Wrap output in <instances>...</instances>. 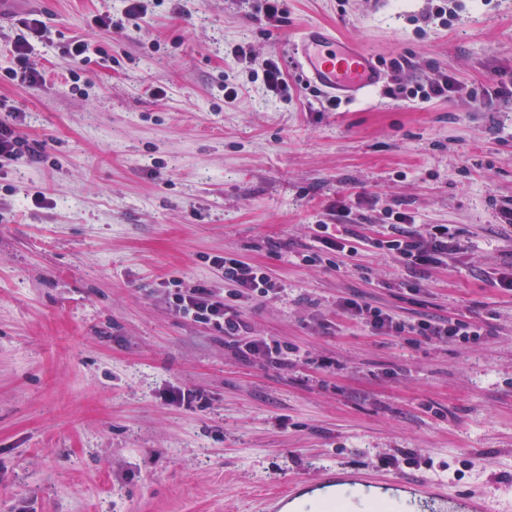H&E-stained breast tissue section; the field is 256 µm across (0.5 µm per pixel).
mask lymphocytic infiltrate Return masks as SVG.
Masks as SVG:
<instances>
[{"label":"lymphocytic infiltrate","mask_w":512,"mask_h":512,"mask_svg":"<svg viewBox=\"0 0 512 512\" xmlns=\"http://www.w3.org/2000/svg\"><path fill=\"white\" fill-rule=\"evenodd\" d=\"M46 33L47 25L38 14L31 13L19 19L14 36L13 65L5 70L6 78L29 86L44 83V75L32 66L30 54L33 40L43 39ZM411 66L410 59L405 56L387 62L392 82L385 89L386 95L401 101L418 99L425 102L447 94V77L409 80L405 72ZM393 219L395 230L392 235L375 240L374 245L395 255L413 273L440 265L461 249L456 233L451 232L447 225H433L429 234L422 236L410 230L412 218L408 214L397 211ZM210 263L222 273L225 293H217L205 284L186 285L181 280H174L171 299L175 312L223 332L225 344L233 348L239 357L254 358L268 366L279 365L285 353L284 347L251 337L250 325L239 307L240 301L245 299L273 298L279 292L276 282L263 268L233 255L213 256ZM339 311L346 319L366 323L373 331L387 336L412 334L429 342L475 343L487 334L482 325L460 319L424 317L406 322L356 296L344 299Z\"/></svg>","instance_id":"1"}]
</instances>
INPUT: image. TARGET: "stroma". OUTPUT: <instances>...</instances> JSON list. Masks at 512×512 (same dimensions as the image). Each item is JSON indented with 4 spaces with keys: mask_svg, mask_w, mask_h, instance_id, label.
Returning <instances> with one entry per match:
<instances>
[{
    "mask_svg": "<svg viewBox=\"0 0 512 512\" xmlns=\"http://www.w3.org/2000/svg\"><path fill=\"white\" fill-rule=\"evenodd\" d=\"M255 4L161 0L121 31L90 19L123 0L0 9V71L17 16L38 12L50 28L31 54L46 84L0 82L39 150L0 170V512H258L293 480L374 471L387 456L393 473L450 492L512 490V292L487 278L512 253L494 206L512 197V102L471 97L512 84V0H448L445 27L428 18L435 0H287L278 26ZM309 25L454 85L427 102L379 86L324 111L291 53ZM77 38L106 52L87 93L65 79L62 48ZM239 44L278 57L296 94L280 101L250 82L231 58ZM390 209L422 233L454 225L463 246L413 299L400 287L409 270L370 245L390 233ZM339 223L366 245L304 264L318 225ZM224 252L281 286L245 316L252 335L297 348L282 365L242 359L173 311L167 280L223 288L209 259ZM354 295L408 322L461 318L488 334L379 336L340 315ZM174 385L206 407L165 402Z\"/></svg>",
    "mask_w": 512,
    "mask_h": 512,
    "instance_id": "obj_1",
    "label": "stroma"
}]
</instances>
